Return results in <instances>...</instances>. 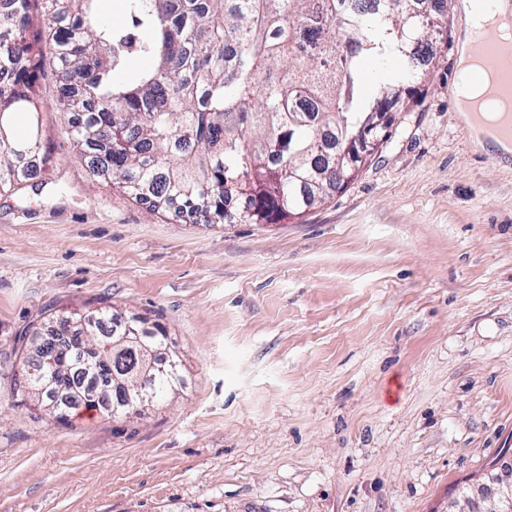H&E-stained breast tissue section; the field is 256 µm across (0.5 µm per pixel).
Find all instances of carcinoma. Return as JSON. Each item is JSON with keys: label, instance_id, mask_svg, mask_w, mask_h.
<instances>
[{"label": "carcinoma", "instance_id": "1", "mask_svg": "<svg viewBox=\"0 0 512 512\" xmlns=\"http://www.w3.org/2000/svg\"><path fill=\"white\" fill-rule=\"evenodd\" d=\"M31 2L0 8V192L26 181L41 151ZM99 2L39 4L74 147L110 157L93 175L150 211L176 204L204 224H276L322 202L336 187L334 141L374 112L405 111L404 87L429 74L448 36L429 0H126L122 24ZM139 56L150 66L116 81ZM385 56L401 69L364 93L366 67ZM52 322L67 340L51 354L42 326L27 329L16 357L28 380L14 378V402L34 398L66 423L80 406L132 414L115 391L143 376L153 406L178 391L165 337L103 312Z\"/></svg>", "mask_w": 512, "mask_h": 512}]
</instances>
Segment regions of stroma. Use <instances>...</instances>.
I'll list each match as a JSON object with an SVG mask.
<instances>
[{
  "mask_svg": "<svg viewBox=\"0 0 512 512\" xmlns=\"http://www.w3.org/2000/svg\"><path fill=\"white\" fill-rule=\"evenodd\" d=\"M391 136L278 224L151 213L95 178L35 74L46 156L0 192V512H448L512 463V159L453 94L464 17ZM165 334L182 387L134 419L14 403L45 311Z\"/></svg>",
  "mask_w": 512,
  "mask_h": 512,
  "instance_id": "obj_1",
  "label": "stroma"
}]
</instances>
